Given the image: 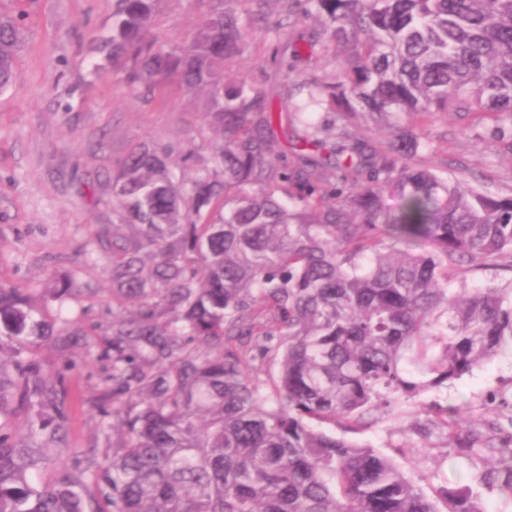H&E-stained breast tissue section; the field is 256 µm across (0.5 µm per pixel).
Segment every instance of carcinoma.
Segmentation results:
<instances>
[{
  "instance_id": "carcinoma-1",
  "label": "carcinoma",
  "mask_w": 512,
  "mask_h": 512,
  "mask_svg": "<svg viewBox=\"0 0 512 512\" xmlns=\"http://www.w3.org/2000/svg\"><path fill=\"white\" fill-rule=\"evenodd\" d=\"M160 2L116 0L95 51L196 96L220 138L213 165L177 182L170 150L143 144L109 178L112 223L94 230L93 251L111 264L118 313L87 403L112 453L50 483L25 470L64 442L66 369L47 372L33 352L69 334L0 283V355L28 421L20 440L0 423V512H483L471 488L428 494L393 458L336 435L402 414L424 453L448 447L472 464L494 453L481 482L512 498V431L497 416L512 404L492 406L479 432L456 406L421 401L512 351V279L472 286L465 266L512 270V195L415 164L437 114L499 133L512 122V0H309L337 68L298 87L349 120L404 117L408 131L356 142L343 160L301 153L291 168L275 127L301 125L298 148L350 132L228 77L246 41L238 18L204 12L190 41H167ZM24 17L0 14L1 93Z\"/></svg>"
}]
</instances>
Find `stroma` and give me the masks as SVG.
I'll return each instance as SVG.
<instances>
[{
  "label": "stroma",
  "mask_w": 512,
  "mask_h": 512,
  "mask_svg": "<svg viewBox=\"0 0 512 512\" xmlns=\"http://www.w3.org/2000/svg\"><path fill=\"white\" fill-rule=\"evenodd\" d=\"M114 0H29L25 36L16 55L12 87L0 93V282L40 293L59 277L74 281L79 293L48 299L50 315H63L72 331L69 346L47 343L36 352L45 367L65 364L67 436L61 455L49 456L27 476L36 483L55 480L75 455L100 441L99 417L83 398L100 381L95 357L112 319V278L103 263H91L92 233L112 221V196L102 182L135 145L151 142L174 153L194 149L198 160L174 163L177 178L190 179L209 166L213 135L199 103L178 86L148 89L100 61L94 41L111 36ZM225 10L250 19L246 49L229 67L232 75L277 96L284 76L281 59L293 49L301 58L297 81L328 79L336 64L324 52L322 23L306 15L305 0H226ZM201 7L198 0H163L159 34L187 42ZM494 127L474 124L454 112L435 117L430 146L419 165L446 171L466 186L512 194V153L484 149ZM469 424L484 428L494 398L512 399V352L502 353L464 376L447 391ZM395 459L425 492L442 485L471 487L485 512H512V499L482 485L481 466L458 458L452 449L422 453L408 419L384 421L351 434Z\"/></svg>",
  "instance_id": "obj_1"
}]
</instances>
